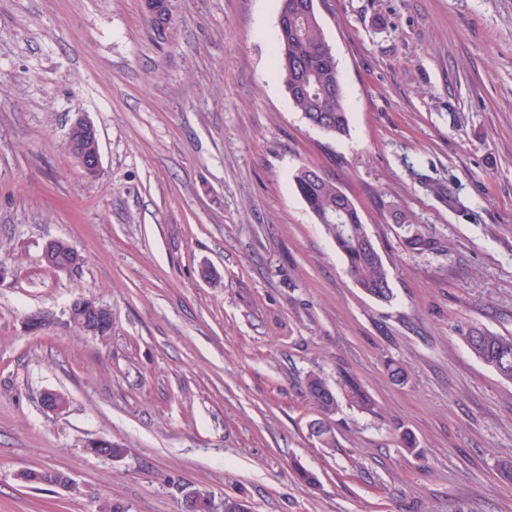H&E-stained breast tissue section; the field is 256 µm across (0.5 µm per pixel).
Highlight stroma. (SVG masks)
<instances>
[{"label": "stroma", "instance_id": "obj_1", "mask_svg": "<svg viewBox=\"0 0 512 512\" xmlns=\"http://www.w3.org/2000/svg\"><path fill=\"white\" fill-rule=\"evenodd\" d=\"M279 6L175 0L161 47L142 0H0V512H182L184 485L252 512H512V383L455 333L512 336V0H317L341 138L292 104ZM78 113L93 178L66 147ZM302 164L355 201L391 302L347 276L293 190ZM390 203L438 250L408 251ZM54 239L82 257L69 273L41 266ZM84 295L112 311L106 340L67 325ZM38 309L55 320L31 336ZM312 372L338 399L332 448L309 433ZM99 436L126 455L88 454ZM72 128H77L82 131V133L93 142L97 143V151L91 157H81V163L89 170H85L87 173L95 175L99 173L101 167V154L99 147V136L98 131L94 124L85 118L82 115H78L74 121L71 123ZM68 151L70 155L77 161V163L82 167L78 156L70 149V146L67 144ZM83 168V167H82Z\"/></svg>", "mask_w": 512, "mask_h": 512}]
</instances>
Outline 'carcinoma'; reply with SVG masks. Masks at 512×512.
Segmentation results:
<instances>
[{
	"label": "carcinoma",
	"instance_id": "obj_1",
	"mask_svg": "<svg viewBox=\"0 0 512 512\" xmlns=\"http://www.w3.org/2000/svg\"><path fill=\"white\" fill-rule=\"evenodd\" d=\"M327 46L317 12H308L304 0H281L273 48L279 74L305 121L314 128L322 126V132L329 136L338 137L349 132V118L336 60L324 53ZM292 181L298 196L336 244L354 284L378 301H390L393 292L388 270L380 252L371 247L373 238L356 204L335 182L315 175L310 166L298 167ZM391 217L403 232L407 250L423 253L436 249L437 241L429 227L416 223L412 215L399 208L391 209ZM76 256L77 251L68 242L55 241L54 264L59 270H70ZM457 333L477 359L501 379L512 382V336L477 326L460 328ZM306 388L322 414L336 412V394L322 377L309 376ZM191 495L195 512H216L217 505L208 491L194 487Z\"/></svg>",
	"mask_w": 512,
	"mask_h": 512
}]
</instances>
